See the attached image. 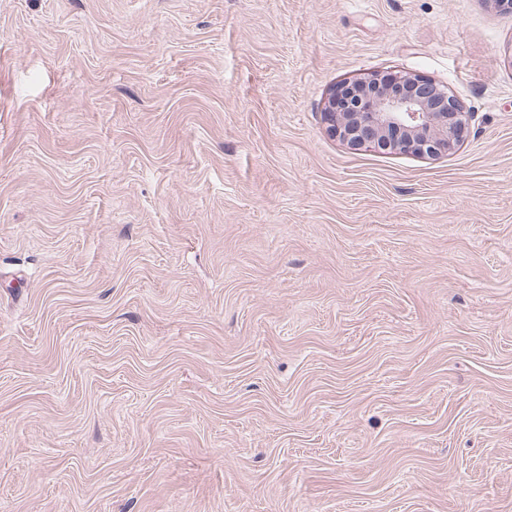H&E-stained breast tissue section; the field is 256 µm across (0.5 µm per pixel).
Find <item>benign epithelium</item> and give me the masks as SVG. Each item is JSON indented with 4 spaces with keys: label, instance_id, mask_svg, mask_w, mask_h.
<instances>
[{
    "label": "benign epithelium",
    "instance_id": "obj_1",
    "mask_svg": "<svg viewBox=\"0 0 512 512\" xmlns=\"http://www.w3.org/2000/svg\"><path fill=\"white\" fill-rule=\"evenodd\" d=\"M343 109L336 110L338 91ZM329 96L324 120L352 149L436 158L453 152L469 129L471 113L444 85L402 73L343 84Z\"/></svg>",
    "mask_w": 512,
    "mask_h": 512
}]
</instances>
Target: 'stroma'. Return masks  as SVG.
<instances>
[{"mask_svg": "<svg viewBox=\"0 0 512 512\" xmlns=\"http://www.w3.org/2000/svg\"><path fill=\"white\" fill-rule=\"evenodd\" d=\"M0 512H512V8L0 0ZM344 108L336 111L338 91ZM324 120L352 149L436 158L453 152L469 129L471 113L444 85L402 73L346 82L329 96Z\"/></svg>", "mask_w": 512, "mask_h": 512, "instance_id": "1", "label": "stroma"}]
</instances>
